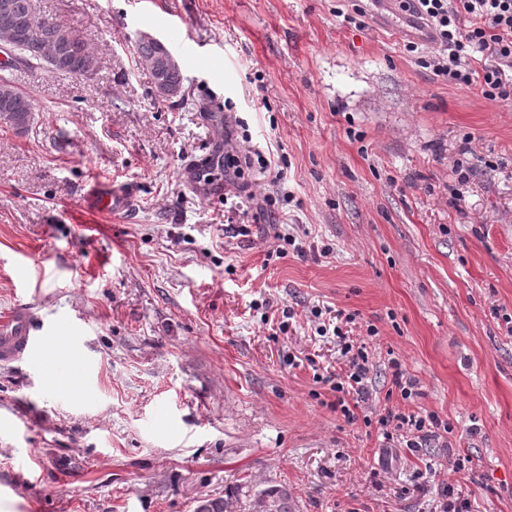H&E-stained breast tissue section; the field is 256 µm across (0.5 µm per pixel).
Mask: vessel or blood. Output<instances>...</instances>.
Instances as JSON below:
<instances>
[{
  "label": "vessel or blood",
  "instance_id": "obj_1",
  "mask_svg": "<svg viewBox=\"0 0 512 512\" xmlns=\"http://www.w3.org/2000/svg\"><path fill=\"white\" fill-rule=\"evenodd\" d=\"M376 17L387 18L398 16L399 26L394 31L396 38H413L429 41L430 35L426 28L412 16L399 13L398 0H370ZM220 156H210L202 160H193L183 169L187 179L203 195L222 196L224 187L209 176L210 166L219 165ZM92 200L107 212L124 210L128 204L126 192L112 188L96 190ZM70 320L56 321L50 327L39 324V318L32 307L26 303H17L11 313L0 320V362L11 363L22 359L40 358L43 352L58 339L70 333ZM79 366L64 359L48 365L40 366L38 375L44 385L54 388L64 386L78 374Z\"/></svg>",
  "mask_w": 512,
  "mask_h": 512
}]
</instances>
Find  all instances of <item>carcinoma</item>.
Wrapping results in <instances>:
<instances>
[{"mask_svg": "<svg viewBox=\"0 0 512 512\" xmlns=\"http://www.w3.org/2000/svg\"><path fill=\"white\" fill-rule=\"evenodd\" d=\"M11 16L18 20H30L32 24L18 27L16 54L18 60L29 63L43 61L44 52L56 49L63 55V72L75 75L86 74L91 53L87 43L63 22L36 12L33 0H9ZM136 52L141 60L154 63L151 69L153 83L167 88L182 87L180 67L173 62L169 50L155 42L140 41ZM35 111L34 99L3 82L0 84V121L11 128L30 121ZM195 512H228L227 501L221 497L204 498ZM255 512H295L294 499L286 486H275L263 491L255 504Z\"/></svg>", "mask_w": 512, "mask_h": 512, "instance_id": "cac0c4a2", "label": "carcinoma"}]
</instances>
